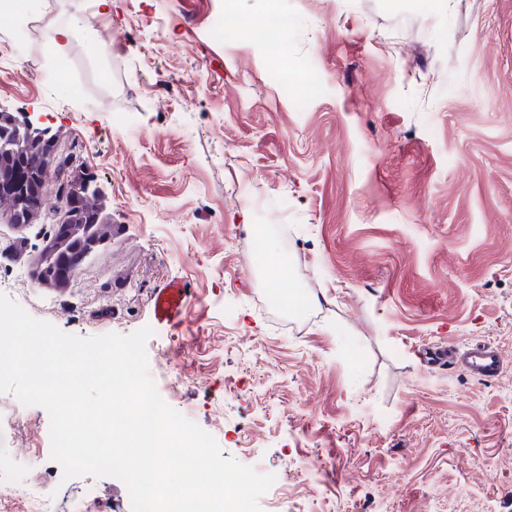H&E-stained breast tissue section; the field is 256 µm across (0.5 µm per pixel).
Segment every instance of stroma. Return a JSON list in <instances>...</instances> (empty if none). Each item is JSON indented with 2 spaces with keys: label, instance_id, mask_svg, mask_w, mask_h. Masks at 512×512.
Segmentation results:
<instances>
[{
  "label": "stroma",
  "instance_id": "1",
  "mask_svg": "<svg viewBox=\"0 0 512 512\" xmlns=\"http://www.w3.org/2000/svg\"><path fill=\"white\" fill-rule=\"evenodd\" d=\"M33 2L0 16V112L59 135L114 233L58 290L33 280L54 200L0 219V294L72 335L151 327L163 400L278 477L263 512H512V366L483 382L426 359L512 347V0ZM74 16L87 36L53 53L46 25ZM257 224L321 288L269 283ZM173 282L181 314L157 320ZM272 285L302 319L264 304ZM49 427L0 394V512L35 489L54 512H132L112 477L63 479Z\"/></svg>",
  "mask_w": 512,
  "mask_h": 512
}]
</instances>
